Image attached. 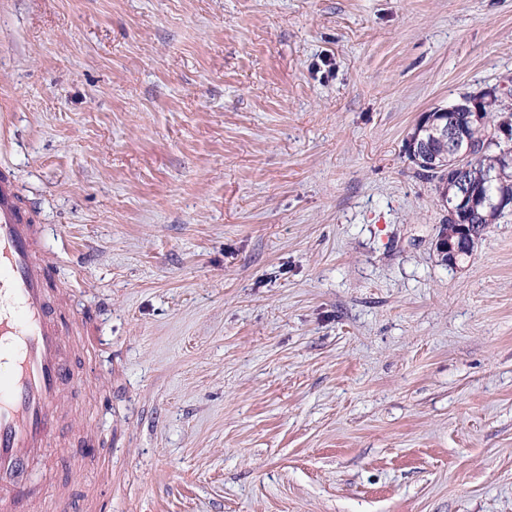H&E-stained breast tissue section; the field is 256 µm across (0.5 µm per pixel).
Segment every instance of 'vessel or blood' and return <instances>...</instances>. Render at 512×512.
<instances>
[{
  "label": "vessel or blood",
  "mask_w": 512,
  "mask_h": 512,
  "mask_svg": "<svg viewBox=\"0 0 512 512\" xmlns=\"http://www.w3.org/2000/svg\"><path fill=\"white\" fill-rule=\"evenodd\" d=\"M57 263L43 227L23 205L11 170L0 169V481L21 478L58 430V408L82 378L59 322Z\"/></svg>",
  "instance_id": "b4317fda"
}]
</instances>
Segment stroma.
Instances as JSON below:
<instances>
[{
  "instance_id": "stroma-1",
  "label": "stroma",
  "mask_w": 512,
  "mask_h": 512,
  "mask_svg": "<svg viewBox=\"0 0 512 512\" xmlns=\"http://www.w3.org/2000/svg\"><path fill=\"white\" fill-rule=\"evenodd\" d=\"M512 106V0H0V167L97 328L27 512H512V211L405 141ZM483 99L485 103L482 104V110L486 114V120L481 112L479 99H472L469 102L471 107H465L466 112H463L465 113L464 120L467 123L482 124L485 120L482 126L473 125L469 129V136L476 145L463 131V124L459 123L458 117L454 114L456 112H451L458 107L438 112L444 115L439 122L428 119L427 116L430 112H426L415 125V127H421V130L431 131L433 137H435V133L438 134L436 138L444 145V156L446 158L450 156L454 162L453 179L460 189L454 197L447 195L441 197V201L444 208L448 210V219L456 225V232L450 237H438L435 248L447 264L455 268L459 267V262L472 256L478 241L471 226L477 234L481 235L488 224H492L504 214L505 209H500L497 206L499 196L509 195L512 197V182L497 184L491 189L486 187L485 183L486 173L497 169L503 162L502 135L512 142V113L509 116H503V119L497 124L491 125L489 124V114L501 104H497L498 97H493L491 100H485L484 97ZM470 159L469 166L474 188L482 193L485 192L487 196L484 204L477 210L476 208L483 203L484 197L474 190L466 179V173L469 170L467 161ZM507 169L508 167L498 168L493 178L498 181L511 180V172L507 173ZM474 210L476 211L470 216ZM469 216L470 220L468 221ZM448 219L441 224L438 235L447 234L448 236V231L452 230L448 229V224H452Z\"/></svg>"
}]
</instances>
